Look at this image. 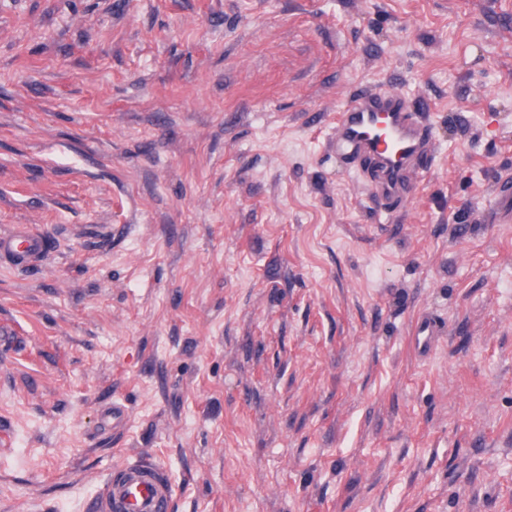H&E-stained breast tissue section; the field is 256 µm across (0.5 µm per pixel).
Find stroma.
I'll list each match as a JSON object with an SVG mask.
<instances>
[{"mask_svg": "<svg viewBox=\"0 0 512 512\" xmlns=\"http://www.w3.org/2000/svg\"><path fill=\"white\" fill-rule=\"evenodd\" d=\"M379 90L401 203L329 148ZM506 179L512 0H0V232L53 242L0 266V512L140 457L171 512H512ZM414 112L419 111L404 96L389 91L363 92L336 112V158L357 168L367 162L373 194L380 200L406 199L414 176L433 158L431 124ZM52 248L51 239L34 224H15L0 236V264L13 270L38 266ZM442 327L430 314L421 315L415 325L413 332V343L416 349L425 352L429 349L434 336H440Z\"/></svg>", "mask_w": 512, "mask_h": 512, "instance_id": "stroma-1", "label": "stroma"}]
</instances>
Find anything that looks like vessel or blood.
Wrapping results in <instances>:
<instances>
[{
  "instance_id": "vessel-or-blood-1",
  "label": "vessel or blood",
  "mask_w": 512,
  "mask_h": 512,
  "mask_svg": "<svg viewBox=\"0 0 512 512\" xmlns=\"http://www.w3.org/2000/svg\"><path fill=\"white\" fill-rule=\"evenodd\" d=\"M333 148L340 161L367 167L375 197L401 201L412 192L414 176L432 156L431 124L399 93L364 92L335 117ZM51 239L32 224H16L0 235V265L24 270L40 265ZM442 329L431 314L421 315L413 332L419 351L429 349ZM172 487L147 462L127 463L91 502L93 512H168Z\"/></svg>"
}]
</instances>
